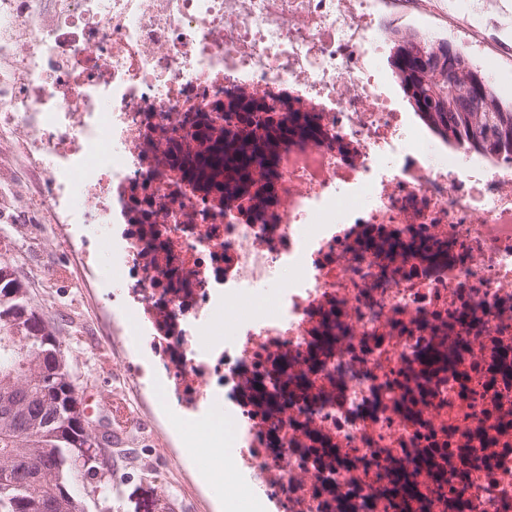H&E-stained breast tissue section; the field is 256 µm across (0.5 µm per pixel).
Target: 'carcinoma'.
Returning a JSON list of instances; mask_svg holds the SVG:
<instances>
[{"label": "carcinoma", "mask_w": 512, "mask_h": 512, "mask_svg": "<svg viewBox=\"0 0 512 512\" xmlns=\"http://www.w3.org/2000/svg\"><path fill=\"white\" fill-rule=\"evenodd\" d=\"M448 41L415 32H397L388 62L402 78L414 111L438 135L456 139L484 155L499 156L512 145V102L463 51L452 70L430 59ZM83 410L69 380L60 342L49 323L32 306L29 285L14 260L0 258V512H85L71 477L83 471L98 478L97 456L82 427Z\"/></svg>", "instance_id": "1"}]
</instances>
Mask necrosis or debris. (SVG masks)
<instances>
[{
  "label": "necrosis or debris",
  "mask_w": 512,
  "mask_h": 512,
  "mask_svg": "<svg viewBox=\"0 0 512 512\" xmlns=\"http://www.w3.org/2000/svg\"><path fill=\"white\" fill-rule=\"evenodd\" d=\"M391 4L0 0V187L25 159L29 209L111 241L166 393L230 407L277 512L412 471L411 512H512V157L401 110Z\"/></svg>",
  "instance_id": "necrosis-or-debris-1"
}]
</instances>
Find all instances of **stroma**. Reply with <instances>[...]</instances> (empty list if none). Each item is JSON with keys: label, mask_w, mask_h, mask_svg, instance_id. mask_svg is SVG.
<instances>
[{"label": "stroma", "mask_w": 512, "mask_h": 512, "mask_svg": "<svg viewBox=\"0 0 512 512\" xmlns=\"http://www.w3.org/2000/svg\"><path fill=\"white\" fill-rule=\"evenodd\" d=\"M392 23L428 38L458 43L504 100L512 99V0H428L394 14ZM83 225L60 227L29 213L0 223V250L21 272L49 271L46 286L31 285L32 304L54 328L78 394L90 398L89 431L103 439L98 465L108 491L74 477L86 512H225L218 492L231 471L211 450L217 433L211 410L189 412L164 398L162 381L143 383L136 370L147 351L141 337H113L128 321L115 298L109 251H101L94 277H84L73 243ZM205 433H198L199 425Z\"/></svg>", "instance_id": "stroma-1"}]
</instances>
